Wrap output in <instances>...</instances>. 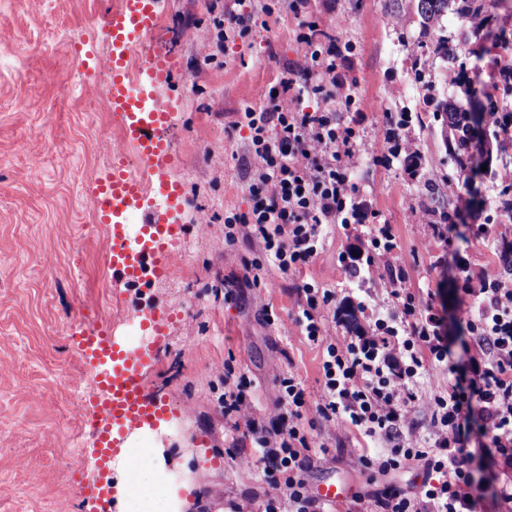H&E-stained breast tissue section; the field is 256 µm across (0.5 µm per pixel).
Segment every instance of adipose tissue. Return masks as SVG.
<instances>
[{
    "instance_id": "1",
    "label": "adipose tissue",
    "mask_w": 512,
    "mask_h": 512,
    "mask_svg": "<svg viewBox=\"0 0 512 512\" xmlns=\"http://www.w3.org/2000/svg\"><path fill=\"white\" fill-rule=\"evenodd\" d=\"M144 433L133 434L112 460L119 484L120 512H185L191 478L173 480L161 449L144 446Z\"/></svg>"
}]
</instances>
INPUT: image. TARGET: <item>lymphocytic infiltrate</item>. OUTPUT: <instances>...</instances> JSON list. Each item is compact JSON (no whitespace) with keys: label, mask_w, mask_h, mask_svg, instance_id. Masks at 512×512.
Returning a JSON list of instances; mask_svg holds the SVG:
<instances>
[{"label":"lymphocytic infiltrate","mask_w":512,"mask_h":512,"mask_svg":"<svg viewBox=\"0 0 512 512\" xmlns=\"http://www.w3.org/2000/svg\"><path fill=\"white\" fill-rule=\"evenodd\" d=\"M305 51L269 87L268 106L246 108L240 123L249 131L250 176L247 212L227 218L224 241L258 247L251 286L260 287L267 267L296 272L310 264L336 224L362 223L351 180L360 134L344 123L342 111L360 101L348 93L338 73L342 47L321 36L317 25L296 30ZM369 248L382 263L398 307L382 312L366 301L337 302L334 291L311 282L296 285L297 324L307 340L322 346V386L308 401L294 375L280 376L276 415L249 416V380L225 367L230 383L224 413L244 419L245 435L258 447L264 478L273 493L264 512H328L305 474L314 444L304 421L315 413L325 422L352 426L377 443V455L359 456L367 469L387 473L410 461L423 462L419 493L378 490L373 512H478L482 487L468 452L470 425L479 423L484 455L512 460V276L475 281L466 257H459L456 288L463 294L453 320L473 341L468 383L423 398L431 409L430 428L420 434L410 417L418 383L428 366L452 371L450 341L433 295L403 288L396 269L390 226L371 231ZM346 336L329 339L331 326Z\"/></svg>","instance_id":"1"}]
</instances>
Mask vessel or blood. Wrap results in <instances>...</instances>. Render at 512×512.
I'll return each mask as SVG.
<instances>
[{"label": "vessel or blood", "mask_w": 512, "mask_h": 512, "mask_svg": "<svg viewBox=\"0 0 512 512\" xmlns=\"http://www.w3.org/2000/svg\"><path fill=\"white\" fill-rule=\"evenodd\" d=\"M156 0H124L112 16V53L104 67L112 80L106 97L114 116L122 123L124 136L112 148V164L93 181L90 202L99 223L111 224L106 258L113 279L137 287L145 278L163 280L172 271V245L184 235V227L170 221L172 213L186 204L181 184L166 175H154L151 188H144L126 162L129 144H136L141 159L173 166L177 159L160 131L168 122L167 112L148 106L145 97L134 91L129 79V58L139 55L141 74L150 85L172 82L177 67L174 56L165 50L145 52L144 42L156 27ZM135 210L143 215L138 236L141 244L129 252L121 247L126 240L123 216ZM94 349L110 353L112 371L101 378L108 393L98 402L88 429L100 445L101 453L121 444L136 430L156 426L169 410L168 404L149 391L146 375L158 356L152 346H129L115 325L100 324L90 340Z\"/></svg>", "instance_id": "b4317fda"}]
</instances>
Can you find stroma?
Instances as JSON below:
<instances>
[{
    "instance_id": "35a3bbf8",
    "label": "stroma",
    "mask_w": 512,
    "mask_h": 512,
    "mask_svg": "<svg viewBox=\"0 0 512 512\" xmlns=\"http://www.w3.org/2000/svg\"><path fill=\"white\" fill-rule=\"evenodd\" d=\"M112 2L0 0V512H96L102 464L79 445L91 439L85 422L106 363L82 352L84 324H116L134 346L152 341L125 305L123 284L112 279L107 229L95 223L87 197L90 178L112 162L115 136L107 124L105 77L82 78L72 46L101 34ZM416 4L399 0L394 10L388 0H313L301 17L285 12L268 23L254 14V0H241L237 10L251 17L250 32L212 64L203 61L216 53L204 0H162L158 8L157 37L175 53L180 71L151 93L172 111L171 135L181 156L172 175L187 203L176 217L186 236L176 247L175 276L150 290L172 320L147 384L177 416L156 438L169 471L177 478L190 473L200 488L187 512H230L235 504L262 512L271 494L257 452L219 404L225 363L249 378L256 417L275 414L281 375L294 374L310 397L321 391V351L295 323V284L312 281L337 298L351 295L338 255L366 252L372 227L383 224L396 235L405 287L442 298L445 309L455 301L453 248L465 250L474 272L490 278L504 272L501 242L512 239V223L498 215L502 182L457 169L428 102L459 93L433 44L438 32L458 31L463 21L451 12L441 31L423 30ZM484 4L487 49L480 58L461 57L482 100L494 93V72L504 58L499 37L512 35V0ZM300 22L356 47L343 69L363 113L343 118L358 121L364 143L351 179L367 219L336 226L301 273L272 269L264 287L250 288L246 264L258 247L224 243L225 218L249 207V131L238 121L302 54L292 34ZM393 122L400 142L417 149L418 168L401 158L374 162L372 149ZM431 170L439 192L457 207L450 247L422 219ZM477 224L486 225L484 234H473ZM87 295L98 305L85 311ZM267 306L275 325L263 319ZM72 376L81 377L80 386L69 384ZM312 434L328 451L314 457L307 483L329 478L349 487L336 512H371L377 490L392 484L413 494L424 479L417 461L389 474L355 464L350 451L364 444L355 429L318 419Z\"/></svg>"
}]
</instances>
